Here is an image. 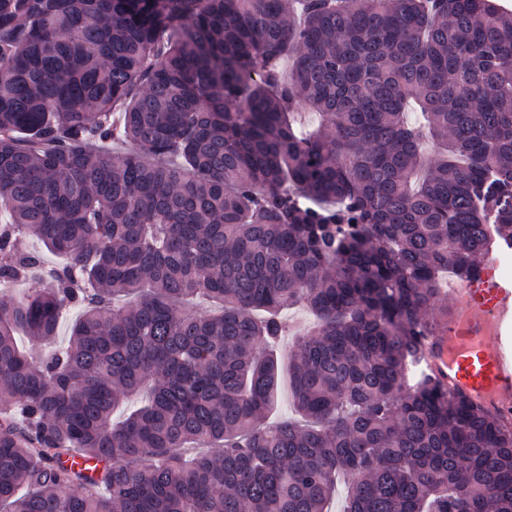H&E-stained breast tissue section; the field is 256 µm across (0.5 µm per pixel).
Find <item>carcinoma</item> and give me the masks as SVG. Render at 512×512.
Returning <instances> with one entry per match:
<instances>
[{
    "instance_id": "carcinoma-1",
    "label": "carcinoma",
    "mask_w": 512,
    "mask_h": 512,
    "mask_svg": "<svg viewBox=\"0 0 512 512\" xmlns=\"http://www.w3.org/2000/svg\"><path fill=\"white\" fill-rule=\"evenodd\" d=\"M300 5L0 0V512H512V419L407 383L512 249V12Z\"/></svg>"
}]
</instances>
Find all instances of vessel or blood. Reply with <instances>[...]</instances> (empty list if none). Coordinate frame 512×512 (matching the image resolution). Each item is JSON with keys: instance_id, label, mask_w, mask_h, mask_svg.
I'll return each instance as SVG.
<instances>
[{"instance_id": "b4317fda", "label": "vessel or blood", "mask_w": 512, "mask_h": 512, "mask_svg": "<svg viewBox=\"0 0 512 512\" xmlns=\"http://www.w3.org/2000/svg\"><path fill=\"white\" fill-rule=\"evenodd\" d=\"M452 294L447 324L426 341V371L488 409H512V282L490 269Z\"/></svg>"}]
</instances>
